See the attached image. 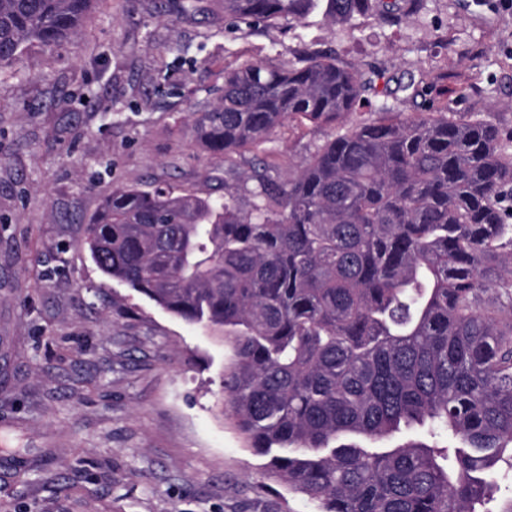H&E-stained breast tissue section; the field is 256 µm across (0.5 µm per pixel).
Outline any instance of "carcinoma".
<instances>
[{
	"instance_id": "carcinoma-1",
	"label": "carcinoma",
	"mask_w": 512,
	"mask_h": 512,
	"mask_svg": "<svg viewBox=\"0 0 512 512\" xmlns=\"http://www.w3.org/2000/svg\"><path fill=\"white\" fill-rule=\"evenodd\" d=\"M98 2L0 0V71L77 36ZM319 2L224 0V17L297 24ZM421 6L326 0V18ZM370 88L320 51L224 71L185 123L224 160V195L117 185L84 244L104 276L224 329V417L319 512H490L512 479V135L446 103L402 119L387 95L349 121ZM287 122L333 132L281 179L261 146Z\"/></svg>"
}]
</instances>
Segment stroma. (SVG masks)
Wrapping results in <instances>:
<instances>
[{
  "label": "stroma",
  "mask_w": 512,
  "mask_h": 512,
  "mask_svg": "<svg viewBox=\"0 0 512 512\" xmlns=\"http://www.w3.org/2000/svg\"><path fill=\"white\" fill-rule=\"evenodd\" d=\"M101 0L80 34L0 72V512H317L265 478L221 410L227 348L102 276L85 221L116 185L224 192L222 161L185 135L224 72L304 46L360 68L379 93L422 99L512 133V7L424 0L330 24L229 28L222 0ZM325 130L292 123L263 144L299 171Z\"/></svg>",
  "instance_id": "1"
}]
</instances>
